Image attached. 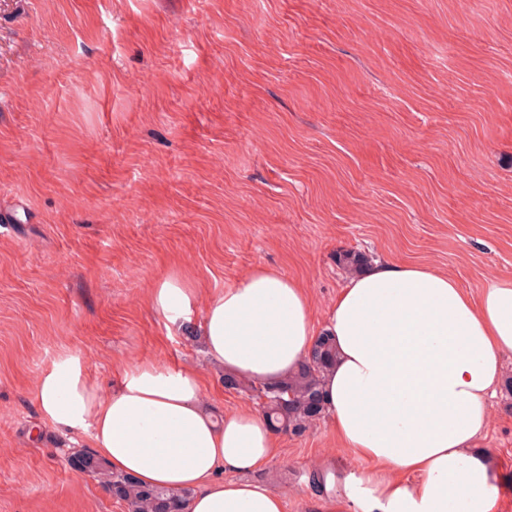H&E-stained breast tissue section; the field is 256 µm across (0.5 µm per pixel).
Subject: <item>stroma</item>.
<instances>
[{
	"mask_svg": "<svg viewBox=\"0 0 512 512\" xmlns=\"http://www.w3.org/2000/svg\"><path fill=\"white\" fill-rule=\"evenodd\" d=\"M420 263L480 295L512 278V0H0V512H127L69 456L38 377L77 354L103 391L134 361L196 368L150 305L263 265L323 326L337 251ZM257 480L309 512L327 420ZM512 512V395L481 440Z\"/></svg>",
	"mask_w": 512,
	"mask_h": 512,
	"instance_id": "obj_1",
	"label": "stroma"
}]
</instances>
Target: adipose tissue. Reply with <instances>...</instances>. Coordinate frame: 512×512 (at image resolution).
Returning <instances> with one entry per match:
<instances>
[{
	"mask_svg": "<svg viewBox=\"0 0 512 512\" xmlns=\"http://www.w3.org/2000/svg\"><path fill=\"white\" fill-rule=\"evenodd\" d=\"M196 302L175 275L150 295L174 329H191L210 366L241 378L280 381L317 336L306 288L275 268L212 292L197 323ZM323 329L338 351L327 415L339 453L362 467L311 512H501L499 468L477 442L512 356V278L475 299L448 274L384 260L341 288ZM35 396L45 422L85 433L113 473L191 490L187 512H284L281 494L251 479L277 456L278 435L257 410L217 414L196 370L141 361L106 393L70 354L42 373Z\"/></svg>",
	"mask_w": 512,
	"mask_h": 512,
	"instance_id": "adipose-tissue-1",
	"label": "adipose tissue"
}]
</instances>
